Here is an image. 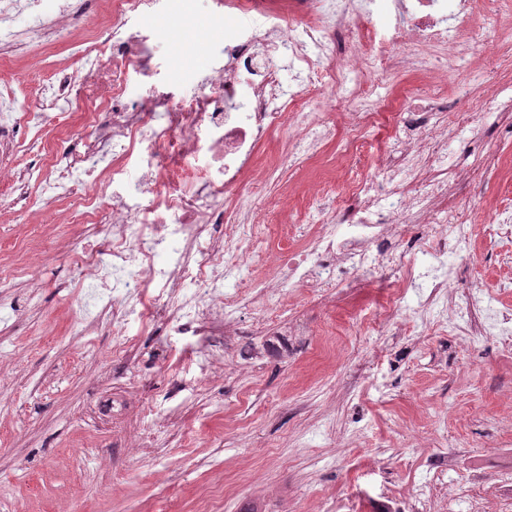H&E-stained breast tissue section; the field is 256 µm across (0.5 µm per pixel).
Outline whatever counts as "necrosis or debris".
<instances>
[{
	"mask_svg": "<svg viewBox=\"0 0 512 512\" xmlns=\"http://www.w3.org/2000/svg\"><path fill=\"white\" fill-rule=\"evenodd\" d=\"M43 0H0V44L19 33L7 19L28 16L26 35L45 30ZM112 31L85 50L98 58L79 80L112 96L109 121L88 113L92 133L81 153L46 154L31 172L39 187V213L66 203L96 211L112 202L107 245L69 242L65 255L77 274L73 312L82 335L104 318L124 329L128 317L160 326L168 335L193 336L202 350L195 378L207 385L223 378L239 323L238 305L267 301L288 283L311 297L335 299L338 288L368 269L392 281L385 322L394 324L409 291L428 299L448 296L450 271L470 254L448 252L449 240L473 230L474 212L450 203L449 184L461 175L449 160L451 145L479 138L486 112H512V96H485L470 112L448 108L446 74L468 57L473 41L512 40V0H223L225 16L258 13L269 28L225 43L224 64L204 75L192 95L167 84L151 86L142 104L124 100L131 72L146 70L147 49L124 18L151 0H112ZM394 21L380 27V17ZM70 4L58 0L54 38L66 36ZM288 63L282 81L274 59ZM400 94L394 115L404 134L385 181L371 163L349 169L336 195L338 207L322 223L305 213L276 224L254 206L237 215L229 203L246 185L260 186L259 146L270 135L282 144L278 163L299 168L336 139V124L323 112L330 98L351 103L346 150L366 151L362 128L384 106L383 90ZM151 150L160 156L134 184L122 165ZM141 205L133 206L129 196ZM426 224L439 247L432 261L414 263L388 247L407 224ZM279 265V276L248 294L236 277Z\"/></svg>",
	"mask_w": 512,
	"mask_h": 512,
	"instance_id": "4bbe7bcc",
	"label": "necrosis or debris"
}]
</instances>
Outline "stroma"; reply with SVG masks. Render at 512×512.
Here are the masks:
<instances>
[{"instance_id":"obj_1","label":"stroma","mask_w":512,"mask_h":512,"mask_svg":"<svg viewBox=\"0 0 512 512\" xmlns=\"http://www.w3.org/2000/svg\"><path fill=\"white\" fill-rule=\"evenodd\" d=\"M71 3L69 40L0 47V84L27 112L47 111L45 87L86 65L77 44L111 28L108 0ZM217 9V0H163L151 14L131 16L151 65L130 79L126 99L149 82L191 86L213 68L230 30L259 24L250 15L214 23ZM86 110L72 96L39 126L42 146L79 129ZM484 129L481 147L496 155V168L448 193L493 212L512 207V126L492 112ZM335 159L331 144L304 171H275L267 194L247 196L246 205H273L284 192L289 205L324 211L328 198L310 197L307 186ZM21 205L0 185V270L17 273L0 297V358L22 353L0 379V512L17 504L25 512H200L215 484L224 487L222 512H422L413 492L424 484L432 512H512V345L502 335L512 316V290L502 286L512 279V243L495 231L467 242L473 262L456 270L450 288L460 302L486 297L487 335H452L417 300L399 324H381L388 292L374 277L334 308L288 291L281 306H246L239 320L261 328L289 313L308 335L294 339L287 357L246 359L197 388L190 337L129 324L138 350L132 361L113 358L111 323L90 336L77 332L65 292L75 274L61 253L74 238L104 242L111 209L101 207L92 223L68 206L50 215L39 262L26 274L30 227ZM346 307L359 323L331 359L326 334ZM165 348L183 358L161 372L155 359ZM134 370L140 397L163 385L180 389L169 403L178 423L136 456L124 446L125 423L112 418V395Z\"/></svg>"}]
</instances>
